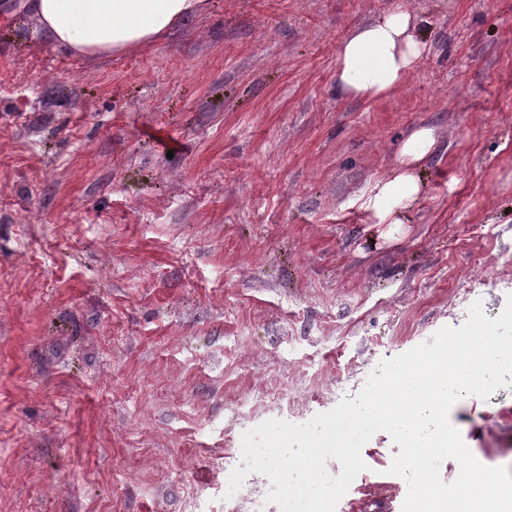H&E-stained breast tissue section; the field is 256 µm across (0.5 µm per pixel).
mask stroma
Returning <instances> with one entry per match:
<instances>
[{
  "mask_svg": "<svg viewBox=\"0 0 512 512\" xmlns=\"http://www.w3.org/2000/svg\"><path fill=\"white\" fill-rule=\"evenodd\" d=\"M0 0V512H225L224 456L512 295V0H210L146 49L44 46ZM415 13L389 99L336 91L354 26ZM423 199L361 209L417 128ZM449 419L512 470V385ZM380 431L336 512H402Z\"/></svg>",
  "mask_w": 512,
  "mask_h": 512,
  "instance_id": "stroma-1",
  "label": "stroma"
}]
</instances>
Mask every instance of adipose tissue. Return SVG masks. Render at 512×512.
Here are the masks:
<instances>
[{
    "mask_svg": "<svg viewBox=\"0 0 512 512\" xmlns=\"http://www.w3.org/2000/svg\"><path fill=\"white\" fill-rule=\"evenodd\" d=\"M208 0H25V13L44 42L79 57L118 55L144 48L198 16ZM429 46L415 15L404 8L349 31L339 44L335 83L348 99L391 96L420 64ZM436 145L433 129L414 131L403 143L394 175L369 185L362 206L379 223H400L422 195L417 174Z\"/></svg>",
    "mask_w": 512,
    "mask_h": 512,
    "instance_id": "adipose-tissue-1",
    "label": "adipose tissue"
}]
</instances>
